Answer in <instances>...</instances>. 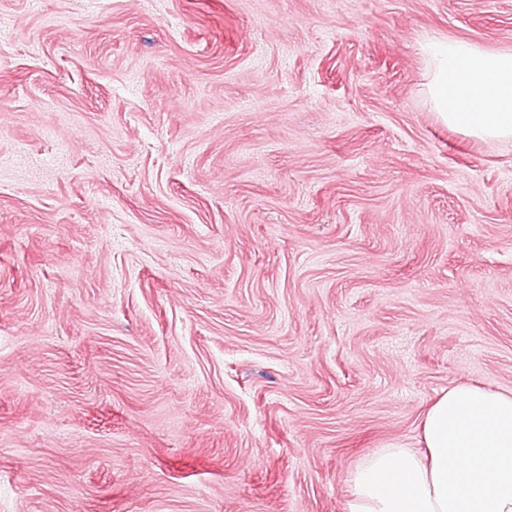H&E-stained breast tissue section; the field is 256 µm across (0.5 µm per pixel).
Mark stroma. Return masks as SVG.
I'll use <instances>...</instances> for the list:
<instances>
[{"label": "stroma", "mask_w": 512, "mask_h": 512, "mask_svg": "<svg viewBox=\"0 0 512 512\" xmlns=\"http://www.w3.org/2000/svg\"><path fill=\"white\" fill-rule=\"evenodd\" d=\"M428 33L512 0H0V512H346L512 390V138ZM424 52L428 93L443 122L478 140L512 138V52L434 36ZM449 74L455 75L450 93Z\"/></svg>", "instance_id": "stroma-1"}]
</instances>
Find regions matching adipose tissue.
I'll return each instance as SVG.
<instances>
[{
  "label": "adipose tissue",
  "mask_w": 512,
  "mask_h": 512,
  "mask_svg": "<svg viewBox=\"0 0 512 512\" xmlns=\"http://www.w3.org/2000/svg\"><path fill=\"white\" fill-rule=\"evenodd\" d=\"M428 93L448 126L479 140L512 138V52L430 37ZM347 512H512V391L449 387L419 425L417 447L366 455Z\"/></svg>",
  "instance_id": "ef3b65f1"
}]
</instances>
